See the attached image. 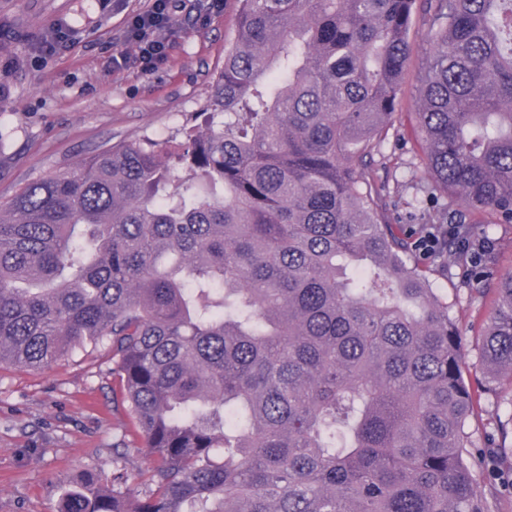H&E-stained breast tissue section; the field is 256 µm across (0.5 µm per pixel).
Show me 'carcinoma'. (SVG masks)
I'll list each match as a JSON object with an SVG mask.
<instances>
[{
  "label": "carcinoma",
  "instance_id": "carcinoma-1",
  "mask_svg": "<svg viewBox=\"0 0 512 512\" xmlns=\"http://www.w3.org/2000/svg\"><path fill=\"white\" fill-rule=\"evenodd\" d=\"M421 163L440 196L386 220L375 155L399 119L417 0H237L183 140H121L0 208V366L112 353L151 467L91 474L58 512H494L469 459L512 381V271L466 375L416 241L483 292L512 224V0H424Z\"/></svg>",
  "mask_w": 512,
  "mask_h": 512
}]
</instances>
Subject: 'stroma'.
I'll return each mask as SVG.
<instances>
[{"instance_id": "stroma-1", "label": "stroma", "mask_w": 512, "mask_h": 512, "mask_svg": "<svg viewBox=\"0 0 512 512\" xmlns=\"http://www.w3.org/2000/svg\"><path fill=\"white\" fill-rule=\"evenodd\" d=\"M154 0H0V206L29 183L68 170L98 148L122 139L174 138L190 113L201 111L224 47L234 37L236 0H177L169 47L151 71L112 57L128 46L127 20ZM69 31L66 48L39 51L54 25ZM401 85L402 125L375 157L389 184V217L421 223L416 201L431 188L411 130L417 89L429 65L423 17H416ZM433 285L477 351L492 294L473 290L455 258H442ZM116 382L107 348L75 351L50 369L0 367V512H57L64 490L96 473L111 487L115 469L127 471L130 494L150 464L141 438L130 435L126 407L113 400Z\"/></svg>"}]
</instances>
